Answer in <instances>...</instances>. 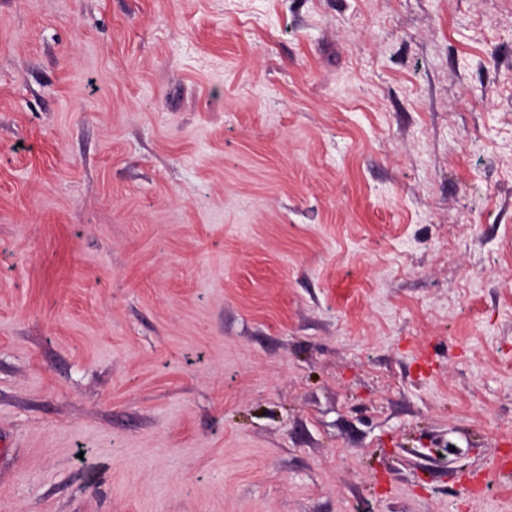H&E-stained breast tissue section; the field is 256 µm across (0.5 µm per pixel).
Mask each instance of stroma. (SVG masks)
Here are the masks:
<instances>
[{"instance_id": "obj_1", "label": "stroma", "mask_w": 512, "mask_h": 512, "mask_svg": "<svg viewBox=\"0 0 512 512\" xmlns=\"http://www.w3.org/2000/svg\"><path fill=\"white\" fill-rule=\"evenodd\" d=\"M502 455L512 0H0V512H512Z\"/></svg>"}]
</instances>
